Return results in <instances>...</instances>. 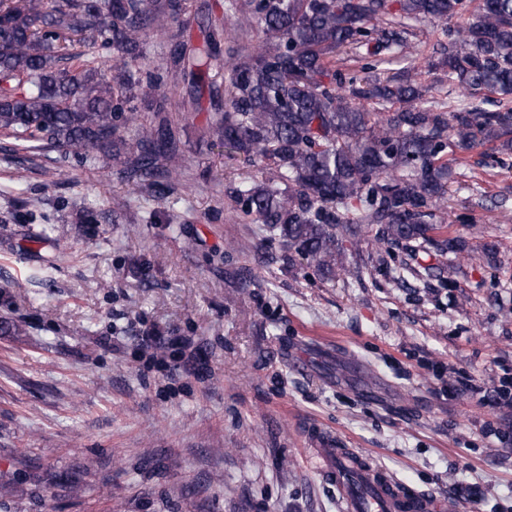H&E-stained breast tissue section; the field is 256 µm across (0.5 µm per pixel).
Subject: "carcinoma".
<instances>
[{
    "label": "carcinoma",
    "instance_id": "1",
    "mask_svg": "<svg viewBox=\"0 0 512 512\" xmlns=\"http://www.w3.org/2000/svg\"><path fill=\"white\" fill-rule=\"evenodd\" d=\"M188 0H0V133L14 151L76 148L94 166L120 156L125 104L139 91L149 112L166 111L163 77L136 78L142 35L172 36ZM446 23L448 84L469 91L439 106L429 86L333 69L351 45L375 57L409 45L392 30L405 19ZM256 27L252 50L232 45L224 104L210 131L228 156L274 166L273 183H242L240 212L328 279L365 241L399 246L429 241L453 179L445 152L512 150V0H224L222 24L192 48L171 53L199 105L213 81L211 61L224 26ZM130 176L171 182L177 154L166 125L140 123Z\"/></svg>",
    "mask_w": 512,
    "mask_h": 512
}]
</instances>
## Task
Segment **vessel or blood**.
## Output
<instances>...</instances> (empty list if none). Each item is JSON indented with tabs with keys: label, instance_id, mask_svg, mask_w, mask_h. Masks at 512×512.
<instances>
[{
	"label": "vessel or blood",
	"instance_id": "b4317fda",
	"mask_svg": "<svg viewBox=\"0 0 512 512\" xmlns=\"http://www.w3.org/2000/svg\"><path fill=\"white\" fill-rule=\"evenodd\" d=\"M312 453L323 478L339 490L342 512H446L448 508L445 500L408 489L377 467L361 471L357 486H349L345 471L353 452L336 447L328 438L317 437Z\"/></svg>",
	"mask_w": 512,
	"mask_h": 512
}]
</instances>
